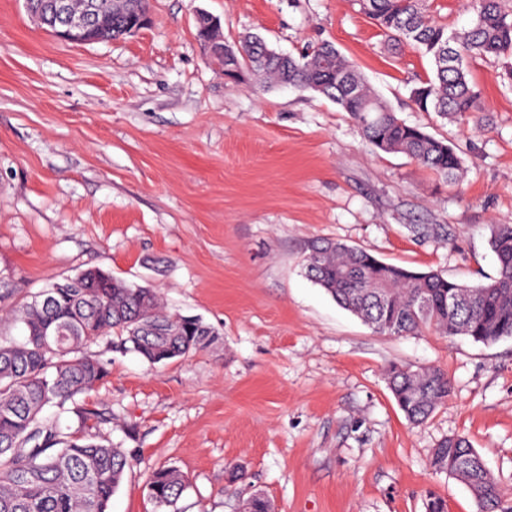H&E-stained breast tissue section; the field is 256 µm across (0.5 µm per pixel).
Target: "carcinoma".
<instances>
[{
    "instance_id": "obj_1",
    "label": "carcinoma",
    "mask_w": 512,
    "mask_h": 512,
    "mask_svg": "<svg viewBox=\"0 0 512 512\" xmlns=\"http://www.w3.org/2000/svg\"><path fill=\"white\" fill-rule=\"evenodd\" d=\"M106 23L99 42L116 38L111 25L130 8L148 10V0H100ZM375 22L388 46H410L428 57L433 77L412 90L421 112L462 121L481 111V92L468 62L492 58L498 77L512 83V0H469V26L450 30L432 14L430 0H356ZM266 40L253 33L238 41V63L271 81L314 91L336 103L356 122L376 149L402 153L446 181L462 162L444 139L399 119L373 94L354 65L334 45L323 42L309 53L279 64L267 56ZM499 271L490 283L468 285L437 271L413 272L366 250L329 239L313 241L305 257L308 277L341 307L384 336L434 331L469 336L483 344L512 339V224H496L489 240ZM107 288H85L78 277L67 300L47 304L56 289L46 288L23 304L24 338L0 336V512H108L112 495L135 461L132 451L98 442L94 435L62 431L59 419L74 413L82 426L99 417L76 396L108 377L106 364L85 348L117 335L126 351L149 360L158 352L182 359L209 347L215 332L204 323L188 331L161 311L157 292L109 278ZM53 323L54 334L45 332ZM386 380L400 409L421 424L446 404L453 384L434 366L392 365ZM431 468L463 481L475 512H512V495L491 477L462 436L440 441ZM188 488L173 468L151 473L148 494L159 512L173 507Z\"/></svg>"
}]
</instances>
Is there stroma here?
<instances>
[{
	"label": "stroma",
	"mask_w": 512,
	"mask_h": 512,
	"mask_svg": "<svg viewBox=\"0 0 512 512\" xmlns=\"http://www.w3.org/2000/svg\"><path fill=\"white\" fill-rule=\"evenodd\" d=\"M202 10L228 42L257 32L296 56L332 42L401 120L448 140L456 180L374 149L318 93L227 79L197 39ZM149 11L134 36L78 45L37 26L24 0H0V333L22 339L21 304L96 267L217 334L156 365L107 338L89 346L110 371L80 399L105 415L92 431L137 454L110 512H153L147 481L163 467L190 483L175 512H236L244 488L273 512H426L432 493L474 512L467 487L429 466L447 436L469 439L512 491V339L376 334L303 269L325 238L469 285L494 279L491 229L512 224V85L475 59L482 111L465 123L418 111L410 93L431 61L390 53L354 0ZM393 363L454 384L421 425L386 384Z\"/></svg>",
	"instance_id": "obj_1"
}]
</instances>
